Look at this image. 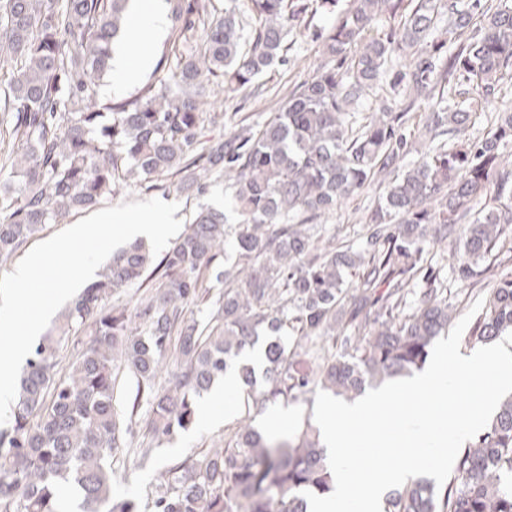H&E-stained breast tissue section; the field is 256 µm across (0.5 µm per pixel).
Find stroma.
Here are the masks:
<instances>
[{"label": "stroma", "instance_id": "1", "mask_svg": "<svg viewBox=\"0 0 512 512\" xmlns=\"http://www.w3.org/2000/svg\"><path fill=\"white\" fill-rule=\"evenodd\" d=\"M288 44L286 61L274 65L258 78V89L254 95L230 93L223 86H216L215 95L221 114L220 132L240 133L263 123L273 112L279 111L293 88L312 75L325 61L318 41L307 30L301 29L291 34ZM228 195L229 191L221 180L212 182L203 193L190 195L180 191L173 178L162 177L150 188L134 181L121 185L115 194L102 199L101 205L106 208L124 202L158 198L179 203L178 216L187 224L199 208L225 209ZM380 195L377 184L366 185L335 211L318 219L322 236L327 238L335 234L355 237L365 222L367 208L376 206ZM236 421V416L232 415L217 425L199 422L191 430L177 434L172 440L161 441L160 454L149 468L141 467L133 455L119 453L114 460L115 492L134 500L138 512H154L156 478L168 459L184 458L209 447L213 440L223 437L225 427L234 425Z\"/></svg>", "mask_w": 512, "mask_h": 512}]
</instances>
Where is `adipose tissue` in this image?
<instances>
[{
	"label": "adipose tissue",
	"instance_id": "obj_1",
	"mask_svg": "<svg viewBox=\"0 0 512 512\" xmlns=\"http://www.w3.org/2000/svg\"><path fill=\"white\" fill-rule=\"evenodd\" d=\"M127 23L121 37L110 46L112 82L106 94L120 93L140 73L153 66L151 48L142 46V35L150 31L155 36L165 32L167 19L160 0H129Z\"/></svg>",
	"mask_w": 512,
	"mask_h": 512
}]
</instances>
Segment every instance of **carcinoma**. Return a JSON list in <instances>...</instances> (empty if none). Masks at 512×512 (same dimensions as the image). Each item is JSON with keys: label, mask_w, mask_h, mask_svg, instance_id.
Here are the masks:
<instances>
[{"label": "carcinoma", "mask_w": 512, "mask_h": 512, "mask_svg": "<svg viewBox=\"0 0 512 512\" xmlns=\"http://www.w3.org/2000/svg\"><path fill=\"white\" fill-rule=\"evenodd\" d=\"M127 2L0 0L8 135L19 145L14 191L0 202V261L122 181L171 175L178 189L202 193L204 173L227 182L238 218L231 261L216 273L224 293L206 323L187 315L207 298L203 273L224 251L222 210L195 213L133 313L106 301L142 281L152 257L139 244L113 253L33 346L0 431V512H59L66 488L81 496V512H138L113 495L112 459L121 448L151 459L152 445L129 440L142 406L149 434L169 439L193 428L196 399L230 369L245 386L244 418L211 447L167 463L154 512H308L303 492L335 488L319 430L306 421L277 437L253 419L317 388L352 401L424 368L457 312L432 246L455 241L458 281L493 282L468 343L512 332V272L501 271L512 262V168L503 166L512 102L485 136L460 140L470 115L512 81V0H351L329 28L314 30L327 62L281 111L246 135L204 142L207 88L221 78L245 92L285 61L288 35L311 24L308 0H248V29L238 0L218 19L213 0H166L175 63L161 57L156 82L102 112L97 80ZM387 76L391 98L358 121L350 107ZM460 88L471 94L464 108L454 101ZM423 103L433 146L399 174ZM448 136L459 141L451 150ZM371 182L382 202L358 242L319 247L311 221ZM264 335L275 340L258 390L243 356ZM122 369L136 388L120 411ZM164 370L172 383L158 391ZM382 512H512V395L460 448L444 485L418 476L390 490Z\"/></svg>", "instance_id": "obj_1"}]
</instances>
